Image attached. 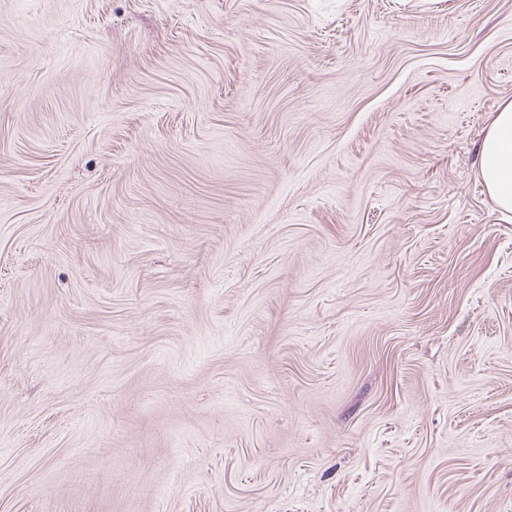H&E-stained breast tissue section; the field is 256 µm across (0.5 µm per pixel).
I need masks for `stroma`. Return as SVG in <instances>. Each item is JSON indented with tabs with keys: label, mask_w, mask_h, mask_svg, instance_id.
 Here are the masks:
<instances>
[{
	"label": "stroma",
	"mask_w": 512,
	"mask_h": 512,
	"mask_svg": "<svg viewBox=\"0 0 512 512\" xmlns=\"http://www.w3.org/2000/svg\"><path fill=\"white\" fill-rule=\"evenodd\" d=\"M512 0H0V512H512ZM480 176L499 213L512 215V101L491 117L481 143Z\"/></svg>",
	"instance_id": "stroma-1"
}]
</instances>
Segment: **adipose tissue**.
<instances>
[{"label":"adipose tissue","instance_id":"adipose-tissue-1","mask_svg":"<svg viewBox=\"0 0 512 512\" xmlns=\"http://www.w3.org/2000/svg\"><path fill=\"white\" fill-rule=\"evenodd\" d=\"M480 176L500 214L512 215V101L495 112L480 149Z\"/></svg>","mask_w":512,"mask_h":512}]
</instances>
